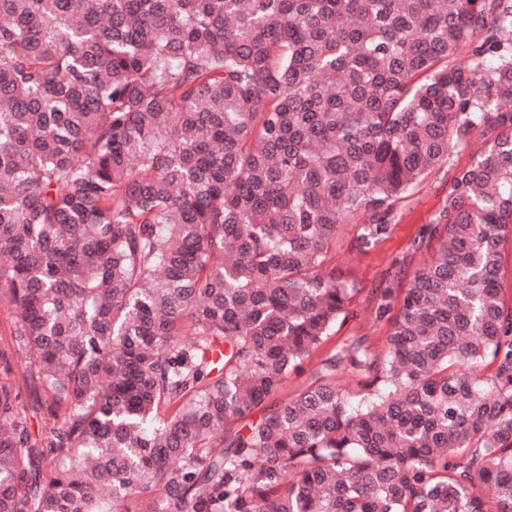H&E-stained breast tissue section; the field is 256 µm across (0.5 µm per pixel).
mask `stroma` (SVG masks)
Masks as SVG:
<instances>
[{"label": "stroma", "mask_w": 512, "mask_h": 512, "mask_svg": "<svg viewBox=\"0 0 512 512\" xmlns=\"http://www.w3.org/2000/svg\"><path fill=\"white\" fill-rule=\"evenodd\" d=\"M448 195V176L439 172L428 178L409 197L402 209L398 224L391 235L373 248L360 253L348 250V243L357 231L356 225H343L336 240L337 274L353 282L359 292L352 303L357 315L337 325L327 341L328 346L341 344L345 339L364 337L371 347L380 349L391 326L375 322L371 312V291L379 287L395 258H406L408 271H415L422 261L421 254L411 253L410 244L423 224L429 223Z\"/></svg>", "instance_id": "35a3bbf8"}]
</instances>
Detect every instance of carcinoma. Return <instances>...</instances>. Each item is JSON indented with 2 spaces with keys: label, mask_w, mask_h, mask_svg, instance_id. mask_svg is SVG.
<instances>
[{
  "label": "carcinoma",
  "mask_w": 512,
  "mask_h": 512,
  "mask_svg": "<svg viewBox=\"0 0 512 512\" xmlns=\"http://www.w3.org/2000/svg\"><path fill=\"white\" fill-rule=\"evenodd\" d=\"M509 240L512 0H0V512H512ZM448 195L447 167L432 175L421 184L405 202L401 209L399 223L395 224L391 235L373 248L361 253H349L348 243L356 234L355 224H345L336 240V273L353 282L361 291L355 296L351 305L357 316L337 325L335 333L304 364L305 372L291 373L274 401L280 403L300 391L309 380L311 370L325 357L333 346L345 339L366 337L368 344L382 349L385 337L391 325L376 323L371 312V289L378 288L390 264L396 257H406L408 261L404 288L408 285L416 268L422 261V254L411 255L410 244L423 224H429L434 214L440 209Z\"/></svg>",
  "instance_id": "1"
}]
</instances>
